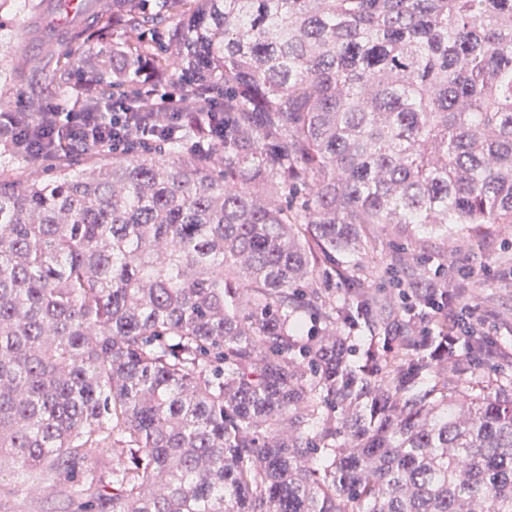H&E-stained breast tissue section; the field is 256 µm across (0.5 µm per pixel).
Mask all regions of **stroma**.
I'll return each mask as SVG.
<instances>
[{"label": "stroma", "instance_id": "1", "mask_svg": "<svg viewBox=\"0 0 512 512\" xmlns=\"http://www.w3.org/2000/svg\"><path fill=\"white\" fill-rule=\"evenodd\" d=\"M42 17L38 0H0V115L15 116L30 111L39 103L44 112H76L83 108L78 88L63 93L43 92L38 84L19 82L16 72L20 59L33 41ZM410 253L441 266L448 275V285L462 288L466 298L478 305L496 326V341L506 353L484 365L478 383L495 388L500 373L512 372V224H488L472 229H453L447 236H436L394 224L380 225L367 250L351 258L352 275L363 278L366 292L378 297L391 320L402 319L398 294L391 288V264L401 253ZM486 260L497 270L494 279L477 277L461 281L458 266ZM84 487L63 480L30 477L0 483V512H58L62 504L83 495Z\"/></svg>", "mask_w": 512, "mask_h": 512}]
</instances>
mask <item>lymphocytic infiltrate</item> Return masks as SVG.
Instances as JSON below:
<instances>
[{"label": "lymphocytic infiltrate", "instance_id": "f902f5d3", "mask_svg": "<svg viewBox=\"0 0 512 512\" xmlns=\"http://www.w3.org/2000/svg\"><path fill=\"white\" fill-rule=\"evenodd\" d=\"M151 120H141L130 104L120 103L101 112H41L35 117L12 119L19 141L38 159L52 158L60 143L93 149L108 145L112 152H125L133 140L171 143L182 140L189 115L183 102L171 94L161 95L155 103ZM440 275H433L431 292L426 300L417 301L402 293L401 302L408 315L419 321L418 334L423 345L433 337L445 336L449 341L476 336L484 323L478 308L462 300L441 297Z\"/></svg>", "mask_w": 512, "mask_h": 512}]
</instances>
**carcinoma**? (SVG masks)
<instances>
[{
	"label": "carcinoma",
	"mask_w": 512,
	"mask_h": 512,
	"mask_svg": "<svg viewBox=\"0 0 512 512\" xmlns=\"http://www.w3.org/2000/svg\"><path fill=\"white\" fill-rule=\"evenodd\" d=\"M163 2L112 0L87 30L137 41L37 82L149 112L136 72L173 73L224 97V141L0 179V482L80 474L79 512H512V388L441 376L411 325L347 358L317 287L321 258L375 340L388 317L336 262L369 225L512 223V0Z\"/></svg>",
	"instance_id": "obj_1"
}]
</instances>
